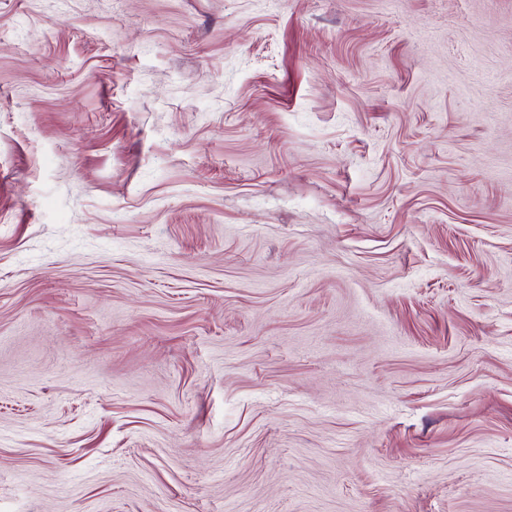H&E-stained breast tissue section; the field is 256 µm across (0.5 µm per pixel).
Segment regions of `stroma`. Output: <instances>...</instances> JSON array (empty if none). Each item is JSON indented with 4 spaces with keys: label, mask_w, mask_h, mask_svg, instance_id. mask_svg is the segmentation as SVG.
<instances>
[{
    "label": "stroma",
    "mask_w": 512,
    "mask_h": 512,
    "mask_svg": "<svg viewBox=\"0 0 512 512\" xmlns=\"http://www.w3.org/2000/svg\"><path fill=\"white\" fill-rule=\"evenodd\" d=\"M0 512H512V0H0Z\"/></svg>",
    "instance_id": "1"
}]
</instances>
